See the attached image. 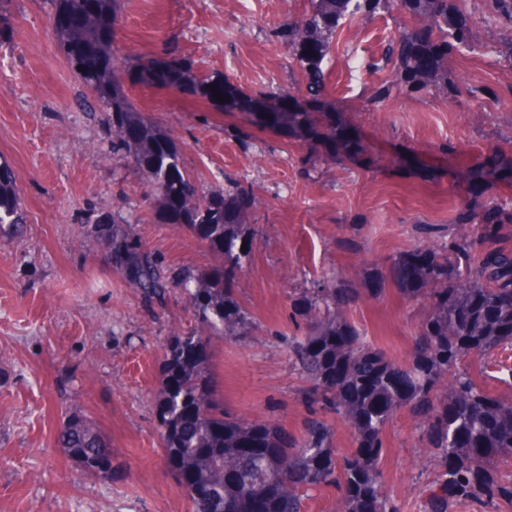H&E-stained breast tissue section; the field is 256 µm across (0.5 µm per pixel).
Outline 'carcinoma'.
Segmentation results:
<instances>
[{"mask_svg":"<svg viewBox=\"0 0 512 512\" xmlns=\"http://www.w3.org/2000/svg\"><path fill=\"white\" fill-rule=\"evenodd\" d=\"M309 11L285 18L274 29L288 44L298 71L297 94L275 95L273 107L254 118L261 128L312 137L330 153H366L338 115L324 109L328 74L324 60L342 20L398 9L403 29L385 56L396 62L394 79L381 83L370 102L377 106L396 87L407 96L434 92L446 102L458 88L448 85V51L480 46L477 26L454 0H309ZM122 0H52L57 47L90 91L89 111L104 112L112 127V151L145 178L146 197L160 224L176 225L205 244L219 263L195 275L178 276L147 246L119 212L103 213L89 233L105 252L135 272L124 283L149 305L163 308L173 288H184L194 328L171 337L155 396L162 452L193 512H305L314 492L332 488L338 512H402L383 491L381 461L385 431L396 414L417 420L422 445L435 464L420 490L418 512H452L463 503L482 510L512 502V396H500L463 366L512 348V251L470 253L503 225L512 208L481 193L460 203L454 236L436 248L428 243L394 258L390 275L401 294L423 302L410 358L398 363L365 342L349 321L351 307L384 292L377 274H363L367 288L337 274L291 299L304 335L290 341L305 379L307 416L299 432L249 420L224 410L216 391V338L250 336L255 317L236 292L248 265L254 234L247 219L257 206L252 189L231 177L222 190L205 187L202 174L186 171L177 141L128 96L125 80L173 92L194 103L222 107L217 95L235 87L222 76L198 82L192 62L166 55L131 65L114 43ZM84 70H78V66ZM215 87L211 91L207 86ZM27 223L12 165L0 158V229L21 231ZM467 225V231L460 227ZM343 420L353 448L334 444L330 417ZM57 445L83 475L112 477V448L85 414H69Z\"/></svg>","mask_w":512,"mask_h":512,"instance_id":"cac0c4a2","label":"carcinoma"}]
</instances>
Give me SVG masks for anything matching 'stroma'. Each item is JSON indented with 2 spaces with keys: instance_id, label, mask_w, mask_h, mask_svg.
<instances>
[{
  "instance_id": "stroma-1",
  "label": "stroma",
  "mask_w": 512,
  "mask_h": 512,
  "mask_svg": "<svg viewBox=\"0 0 512 512\" xmlns=\"http://www.w3.org/2000/svg\"><path fill=\"white\" fill-rule=\"evenodd\" d=\"M123 3L116 44L127 60L171 51L193 61L196 80L221 74L254 96L295 85L291 52L271 29L308 0ZM462 8L479 22L482 44L451 53L458 92L446 102L395 93L382 108L370 105L392 76L384 53L401 13L358 14L337 29L324 62L328 101L377 164L329 159L245 114L128 86L177 140L187 170L203 172L212 189L234 176L262 202L249 218L255 241L238 288L262 328L214 342L218 393L232 413L299 431L306 383L290 359L288 339L300 333L290 299L326 273L384 274L383 297L359 301L349 318L393 360L410 357L421 310L388 278L393 259L422 241H447L473 191L470 174L490 153L512 164V67L496 46L512 23L495 0ZM86 95L56 50L50 0H0V157L18 175L28 216L21 239L0 235V512H192L154 413L162 347L194 327L187 296L173 289L165 309L151 313L86 228L115 210L176 270L192 273L214 258L188 232L156 223L142 174L113 153L112 132L88 114ZM74 411L111 443L113 478L80 476L57 447ZM385 442L384 491L418 512L434 465L416 420L400 412Z\"/></svg>"
}]
</instances>
